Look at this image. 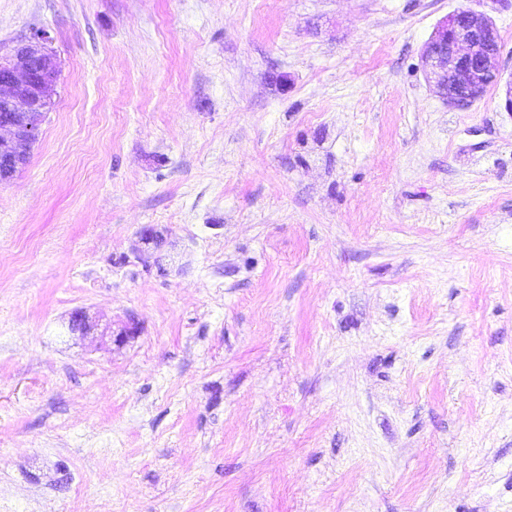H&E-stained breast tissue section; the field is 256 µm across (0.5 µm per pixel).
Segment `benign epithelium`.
Here are the masks:
<instances>
[{
    "label": "benign epithelium",
    "mask_w": 512,
    "mask_h": 512,
    "mask_svg": "<svg viewBox=\"0 0 512 512\" xmlns=\"http://www.w3.org/2000/svg\"><path fill=\"white\" fill-rule=\"evenodd\" d=\"M42 30L18 46L0 68V183L8 182L29 157L40 123L51 108L58 67ZM501 44L497 28L483 12L460 7L448 14L425 43L421 62L427 82L448 104L468 108L487 89L505 86V109L512 112V77L503 80L497 65ZM140 240L156 250L166 244L163 232L145 227ZM73 333L87 336L94 325L80 312L69 320Z\"/></svg>",
    "instance_id": "7a95c632"
}]
</instances>
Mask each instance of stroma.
Returning <instances> with one entry per match:
<instances>
[{
  "mask_svg": "<svg viewBox=\"0 0 512 512\" xmlns=\"http://www.w3.org/2000/svg\"><path fill=\"white\" fill-rule=\"evenodd\" d=\"M465 6L512 72V0H0L59 67L0 184V512H512V112L420 62Z\"/></svg>",
  "mask_w": 512,
  "mask_h": 512,
  "instance_id": "stroma-1",
  "label": "stroma"
}]
</instances>
